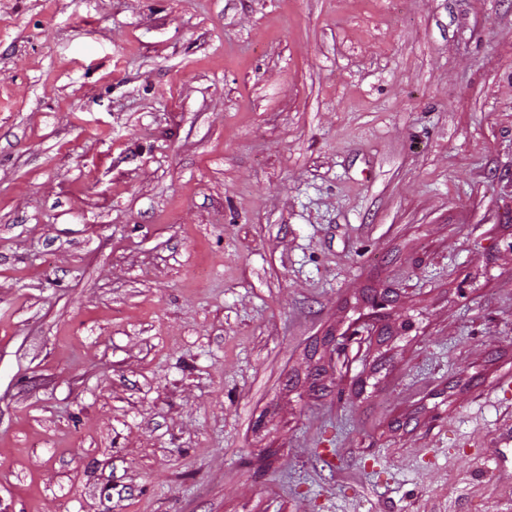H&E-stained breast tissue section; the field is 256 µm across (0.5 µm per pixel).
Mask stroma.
Listing matches in <instances>:
<instances>
[{
	"instance_id": "obj_1",
	"label": "stroma",
	"mask_w": 512,
	"mask_h": 512,
	"mask_svg": "<svg viewBox=\"0 0 512 512\" xmlns=\"http://www.w3.org/2000/svg\"><path fill=\"white\" fill-rule=\"evenodd\" d=\"M0 512H512V0H0Z\"/></svg>"
}]
</instances>
